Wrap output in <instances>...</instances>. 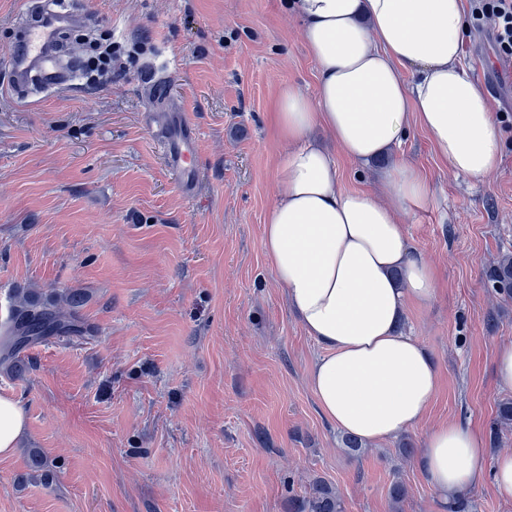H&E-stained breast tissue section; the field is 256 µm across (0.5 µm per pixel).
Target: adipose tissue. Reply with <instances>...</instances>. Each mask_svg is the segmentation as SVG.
<instances>
[{
    "mask_svg": "<svg viewBox=\"0 0 512 512\" xmlns=\"http://www.w3.org/2000/svg\"><path fill=\"white\" fill-rule=\"evenodd\" d=\"M316 60L317 90L284 86L276 123V203L263 241L278 283L324 352L308 372L321 414L368 443L417 426L439 385L425 349L402 328L409 305L436 296L432 268L410 247L401 216L429 186L390 161L411 123L449 170L479 179L501 142L486 93L461 64L463 0H284ZM323 127L352 161L379 163L384 199L338 184L336 159L311 137ZM421 467L453 496L492 481L512 501V452L485 463L484 439L454 423L426 434Z\"/></svg>",
    "mask_w": 512,
    "mask_h": 512,
    "instance_id": "adipose-tissue-1",
    "label": "adipose tissue"
}]
</instances>
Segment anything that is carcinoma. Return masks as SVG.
<instances>
[{
  "label": "carcinoma",
  "instance_id": "cac0c4a2",
  "mask_svg": "<svg viewBox=\"0 0 512 512\" xmlns=\"http://www.w3.org/2000/svg\"><path fill=\"white\" fill-rule=\"evenodd\" d=\"M491 287L512 292V258L505 259L489 277ZM84 295L65 291L48 302L34 291L18 292L12 303L9 320L0 327V368L11 373L21 372L17 360L20 349L48 337L82 338L90 327L80 317ZM305 509L308 512H344L339 496L323 481L313 485Z\"/></svg>",
  "mask_w": 512,
  "mask_h": 512
}]
</instances>
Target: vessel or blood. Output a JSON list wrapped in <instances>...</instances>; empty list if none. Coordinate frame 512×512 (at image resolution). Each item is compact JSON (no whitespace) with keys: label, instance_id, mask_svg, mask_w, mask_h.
<instances>
[{"label":"vessel or blood","instance_id":"b4317fda","mask_svg":"<svg viewBox=\"0 0 512 512\" xmlns=\"http://www.w3.org/2000/svg\"><path fill=\"white\" fill-rule=\"evenodd\" d=\"M59 19L50 16L38 22L23 25L19 49L11 55L10 65L16 74H23L28 64L41 68V78L50 83L58 79L56 65L50 55V46L59 32ZM156 136L169 165L179 174L184 191H193L197 184L196 128L186 120L172 121L166 115L156 114Z\"/></svg>","mask_w":512,"mask_h":512}]
</instances>
